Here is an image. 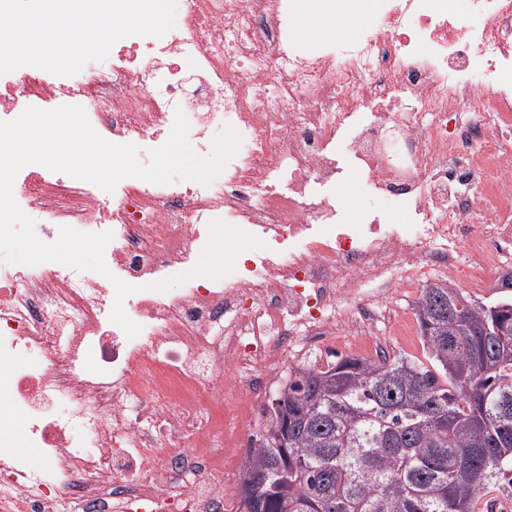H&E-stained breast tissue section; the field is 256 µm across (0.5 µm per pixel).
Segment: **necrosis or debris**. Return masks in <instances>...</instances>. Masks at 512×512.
I'll return each mask as SVG.
<instances>
[{"mask_svg": "<svg viewBox=\"0 0 512 512\" xmlns=\"http://www.w3.org/2000/svg\"><path fill=\"white\" fill-rule=\"evenodd\" d=\"M181 2L165 35L123 38L76 75H0V121L79 105L105 140L148 151L180 110L198 156L225 127L241 138L208 184L109 193L37 164L17 174L41 241L63 226L113 239L106 277L0 259V353L30 361L0 396L24 418L0 429V512H240L224 458L251 446L286 363L326 343L372 355L392 291L435 274L483 288L512 252V0L462 15L367 0L334 21L348 39L305 49L291 0ZM349 175L369 205L356 220L336 198ZM216 220L260 248L157 290ZM115 277L137 288L132 339L110 320ZM19 438L36 460L13 455Z\"/></svg>", "mask_w": 512, "mask_h": 512, "instance_id": "necrosis-or-debris-1", "label": "necrosis or debris"}]
</instances>
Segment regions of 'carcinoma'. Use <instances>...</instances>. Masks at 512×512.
I'll return each mask as SVG.
<instances>
[{
	"label": "carcinoma",
	"mask_w": 512,
	"mask_h": 512,
	"mask_svg": "<svg viewBox=\"0 0 512 512\" xmlns=\"http://www.w3.org/2000/svg\"><path fill=\"white\" fill-rule=\"evenodd\" d=\"M430 366L346 357L288 374L244 458L243 512H471L512 468V296L433 284L415 304Z\"/></svg>",
	"instance_id": "obj_1"
}]
</instances>
